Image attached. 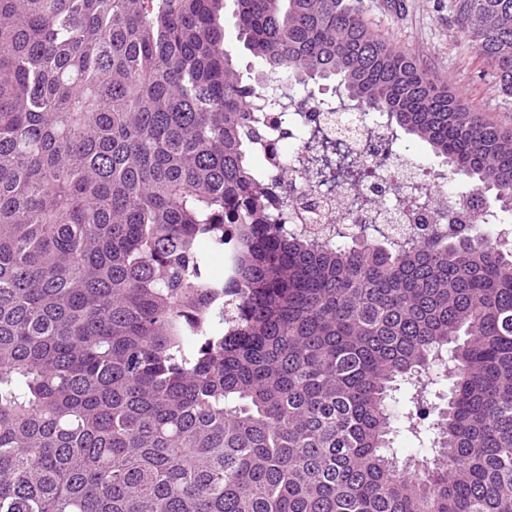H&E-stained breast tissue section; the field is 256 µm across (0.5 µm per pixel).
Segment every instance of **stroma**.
I'll list each match as a JSON object with an SVG mask.
<instances>
[{
    "label": "stroma",
    "mask_w": 512,
    "mask_h": 512,
    "mask_svg": "<svg viewBox=\"0 0 512 512\" xmlns=\"http://www.w3.org/2000/svg\"><path fill=\"white\" fill-rule=\"evenodd\" d=\"M372 30L446 81L472 109L512 127V97L502 94L476 46L453 23L448 0H364Z\"/></svg>",
    "instance_id": "35a3bbf8"
}]
</instances>
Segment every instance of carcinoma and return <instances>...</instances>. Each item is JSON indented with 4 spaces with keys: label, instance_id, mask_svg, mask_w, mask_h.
I'll return each instance as SVG.
<instances>
[{
    "label": "carcinoma",
    "instance_id": "1",
    "mask_svg": "<svg viewBox=\"0 0 512 512\" xmlns=\"http://www.w3.org/2000/svg\"><path fill=\"white\" fill-rule=\"evenodd\" d=\"M448 10L512 95V0ZM328 80L487 220L267 208L264 111ZM508 215L512 128L362 0H0V512H512ZM399 140L395 146L400 149V147L410 146L411 157L415 160L422 162L424 166L435 167L436 169L444 170L447 166L443 165L442 160L440 158L435 157L429 147L415 139L411 135L405 134L403 131L398 130Z\"/></svg>",
    "mask_w": 512,
    "mask_h": 512
}]
</instances>
